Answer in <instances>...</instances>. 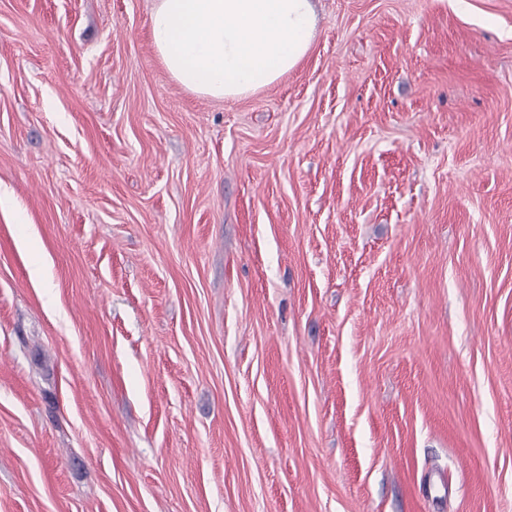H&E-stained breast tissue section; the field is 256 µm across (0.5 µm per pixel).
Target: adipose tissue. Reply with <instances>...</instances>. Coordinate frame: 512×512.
I'll return each instance as SVG.
<instances>
[{
    "label": "adipose tissue",
    "instance_id": "adipose-tissue-1",
    "mask_svg": "<svg viewBox=\"0 0 512 512\" xmlns=\"http://www.w3.org/2000/svg\"><path fill=\"white\" fill-rule=\"evenodd\" d=\"M315 28L312 0H154L150 38L175 81L221 101L294 69Z\"/></svg>",
    "mask_w": 512,
    "mask_h": 512
}]
</instances>
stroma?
<instances>
[{
    "label": "stroma",
    "instance_id": "stroma-1",
    "mask_svg": "<svg viewBox=\"0 0 512 512\" xmlns=\"http://www.w3.org/2000/svg\"><path fill=\"white\" fill-rule=\"evenodd\" d=\"M315 3L216 102L0 0V512H512V0Z\"/></svg>",
    "mask_w": 512,
    "mask_h": 512
}]
</instances>
